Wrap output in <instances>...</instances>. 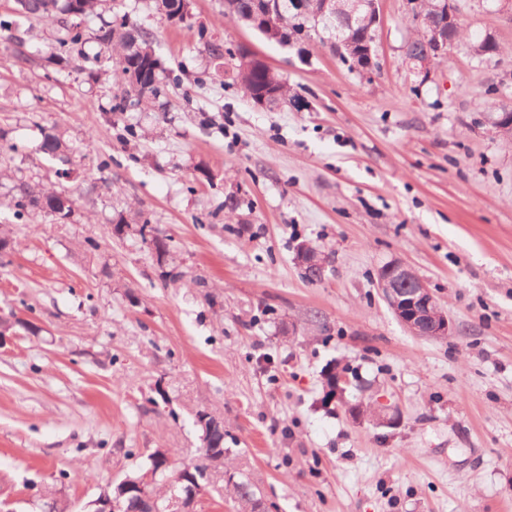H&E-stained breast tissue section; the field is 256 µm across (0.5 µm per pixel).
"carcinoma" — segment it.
Returning a JSON list of instances; mask_svg holds the SVG:
<instances>
[{
	"mask_svg": "<svg viewBox=\"0 0 512 512\" xmlns=\"http://www.w3.org/2000/svg\"><path fill=\"white\" fill-rule=\"evenodd\" d=\"M100 2L102 0H17V11L29 20L66 16V20L62 21L63 36L57 40L59 53L56 58L61 60L66 48L82 42V21L96 11ZM445 2L447 0H420L415 15L421 17V34L407 43L408 53L422 54L435 38L438 27L448 26ZM253 5V0H224V14L257 30L266 40L284 46L292 42L301 45L311 34L322 33L342 61L350 63L352 67L364 68L370 65L373 53L364 51L370 16L364 6H359L355 12L352 24L344 25L335 15L314 18L321 9L320 0H306L309 20L303 25L297 23L294 13L288 11L286 6L277 13L275 21L259 22L251 17ZM186 7L187 0H154L156 12L168 20L186 11ZM26 34V30L14 31L9 24L0 22V38L16 45V57L21 61L28 60L21 50L26 43ZM96 37L98 43L106 47L115 59L112 76L118 93L112 98V111L123 112L130 105L153 103L160 98L164 77L152 48L151 34L147 30L124 17L118 21L103 19ZM198 37L209 54L216 58L227 54L233 60L248 53L242 46L234 51L223 50V46L211 41L203 28L198 31ZM455 41L467 43L477 56L491 58L502 51V47L496 40L489 38L487 33L473 32L459 25L455 27ZM233 70L234 79L253 100L264 98L268 104L276 105L288 96V87L282 76L255 57L247 63H235ZM41 150L47 156L55 158L66 150V143L61 135L48 134L42 142ZM29 205L39 207L60 220H65L72 214L69 199L50 191L36 196L31 187L23 183L20 185V195L15 206L24 209ZM196 423L202 431L200 458L217 465L224 463V456L229 453V449L224 447V427L213 424L209 413L204 411L196 415ZM205 471L206 466L200 464L175 467L167 451L155 450L125 480L128 484H134L144 475L150 474L156 484L162 483L168 486V490L164 494L155 491L146 499H133L129 505L130 512H167L170 500L175 496H183V487L186 484L204 482ZM124 484L117 483L100 493L98 498H111L123 489ZM233 494L245 512L255 509L256 503L261 500L249 477L242 472L235 473Z\"/></svg>",
	"mask_w": 512,
	"mask_h": 512,
	"instance_id": "obj_1",
	"label": "carcinoma"
}]
</instances>
